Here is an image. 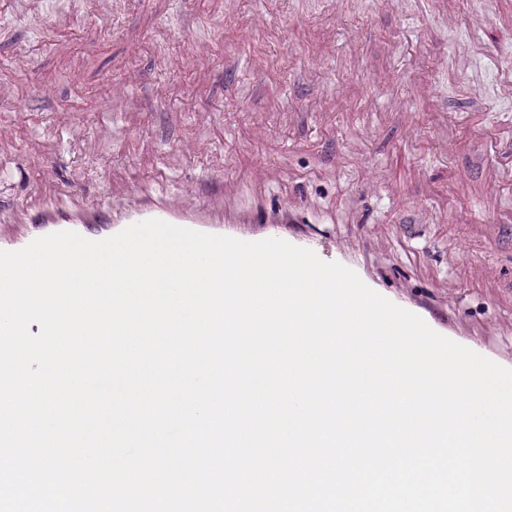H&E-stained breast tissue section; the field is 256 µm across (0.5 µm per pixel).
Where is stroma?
Wrapping results in <instances>:
<instances>
[{"instance_id":"35a3bbf8","label":"stroma","mask_w":512,"mask_h":512,"mask_svg":"<svg viewBox=\"0 0 512 512\" xmlns=\"http://www.w3.org/2000/svg\"><path fill=\"white\" fill-rule=\"evenodd\" d=\"M41 2L0 0V114L18 117L0 211L26 206L49 157L89 201L139 184L237 209L300 199L325 255L364 247L390 289L512 359V238L472 240L512 215V179L483 186L512 143L495 0H453V29L425 0ZM132 70L136 107L113 110Z\"/></svg>"}]
</instances>
